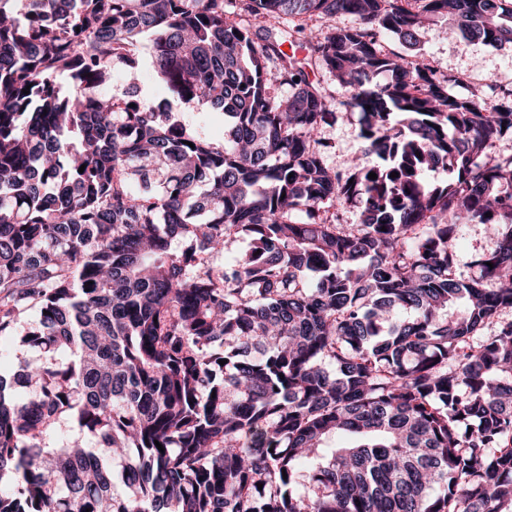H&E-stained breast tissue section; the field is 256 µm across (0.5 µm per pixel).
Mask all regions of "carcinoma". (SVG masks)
<instances>
[{
  "mask_svg": "<svg viewBox=\"0 0 512 512\" xmlns=\"http://www.w3.org/2000/svg\"><path fill=\"white\" fill-rule=\"evenodd\" d=\"M14 2L0 335L34 314L37 356L0 371V512H512V158L488 160L512 86L459 96L379 42L412 46L446 13L512 46V0ZM340 14L354 24L300 25ZM295 20L303 57L282 49ZM142 34L158 81L219 111L224 143L134 81L97 94L136 72ZM318 69L375 165L325 163ZM352 203L360 223L324 218ZM460 223L495 239L470 276ZM240 236L245 255L211 262Z\"/></svg>",
  "mask_w": 512,
  "mask_h": 512,
  "instance_id": "1",
  "label": "carcinoma"
}]
</instances>
